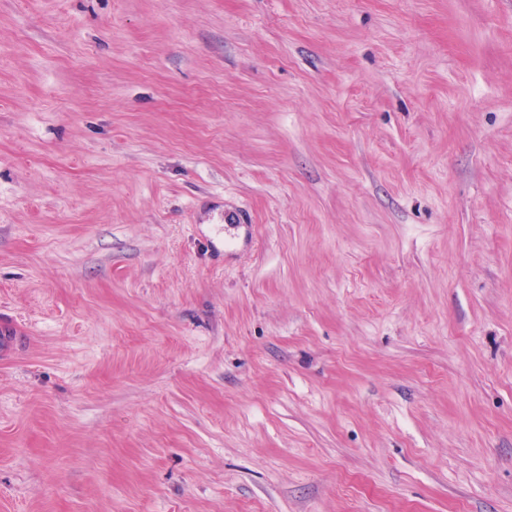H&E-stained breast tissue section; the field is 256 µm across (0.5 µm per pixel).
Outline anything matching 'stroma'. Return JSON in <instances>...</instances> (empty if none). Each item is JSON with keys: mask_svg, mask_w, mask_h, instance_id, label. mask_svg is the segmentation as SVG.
Wrapping results in <instances>:
<instances>
[{"mask_svg": "<svg viewBox=\"0 0 512 512\" xmlns=\"http://www.w3.org/2000/svg\"><path fill=\"white\" fill-rule=\"evenodd\" d=\"M0 512H512V0H0Z\"/></svg>", "mask_w": 512, "mask_h": 512, "instance_id": "stroma-1", "label": "stroma"}]
</instances>
